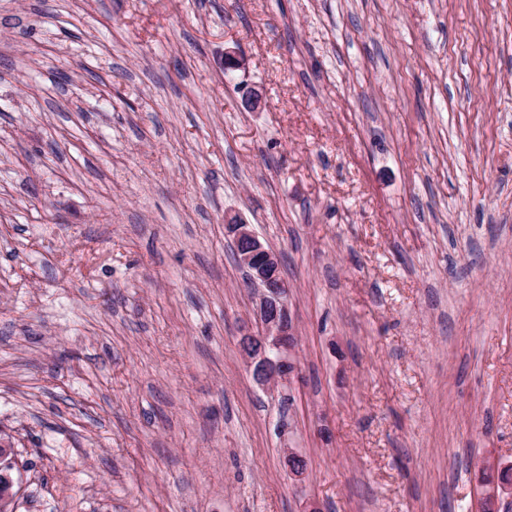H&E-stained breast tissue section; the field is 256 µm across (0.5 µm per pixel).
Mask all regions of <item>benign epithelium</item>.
Returning a JSON list of instances; mask_svg holds the SVG:
<instances>
[{
	"label": "benign epithelium",
	"instance_id": "obj_1",
	"mask_svg": "<svg viewBox=\"0 0 512 512\" xmlns=\"http://www.w3.org/2000/svg\"><path fill=\"white\" fill-rule=\"evenodd\" d=\"M232 237L236 260L256 285L254 312L260 334H246L240 347L248 361L254 381L269 393L277 391L291 379L295 365L288 356L294 343L286 296L288 288L281 274L279 255L266 247L249 229L236 219L225 220ZM10 444L0 439V512H8L13 499L14 479L9 456Z\"/></svg>",
	"mask_w": 512,
	"mask_h": 512
}]
</instances>
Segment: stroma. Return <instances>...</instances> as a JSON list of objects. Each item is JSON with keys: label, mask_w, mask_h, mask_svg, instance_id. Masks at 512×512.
<instances>
[{"label": "stroma", "mask_w": 512, "mask_h": 512, "mask_svg": "<svg viewBox=\"0 0 512 512\" xmlns=\"http://www.w3.org/2000/svg\"><path fill=\"white\" fill-rule=\"evenodd\" d=\"M0 438L13 512H512V0H0ZM225 229L232 237L236 260L257 286L254 312L260 324L258 336L246 334L240 347L248 361L254 381L274 393L291 379L295 365L288 356L294 343L286 296L288 288L281 274L279 255L266 247L248 224L228 218Z\"/></svg>", "instance_id": "obj_1"}]
</instances>
